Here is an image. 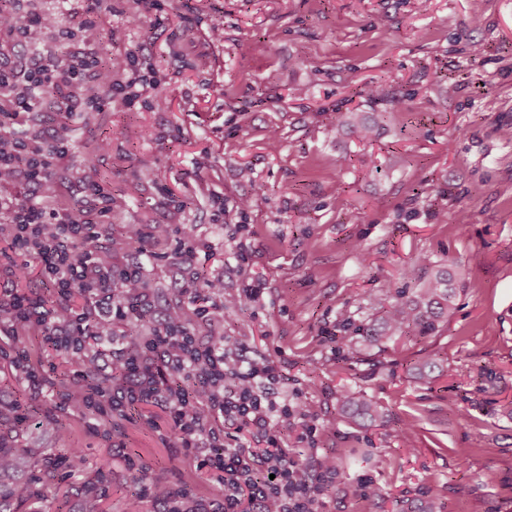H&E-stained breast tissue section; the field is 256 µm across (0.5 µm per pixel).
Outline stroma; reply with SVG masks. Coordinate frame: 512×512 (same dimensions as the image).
Segmentation results:
<instances>
[{
	"label": "stroma",
	"instance_id": "obj_1",
	"mask_svg": "<svg viewBox=\"0 0 512 512\" xmlns=\"http://www.w3.org/2000/svg\"><path fill=\"white\" fill-rule=\"evenodd\" d=\"M104 2L101 45L134 51L156 84L98 109L75 104V122L49 107L30 113L29 127L75 144L55 174L54 207L85 201L92 156L114 231L152 228L157 305L180 300L173 269L186 231L213 243L205 265L225 293L263 284L224 333L274 360L281 392L318 416L315 445L290 426L280 437L306 472L335 461L324 512H417L433 493L444 512H512V140L501 135L512 128V0ZM374 84L383 97L368 96ZM347 112L384 113L373 141L337 128ZM420 258L456 264L467 290L438 335L365 348L342 314L372 323L387 293H411L403 271ZM423 357L451 375L416 379ZM345 390L364 392L381 420L342 416ZM165 428L161 412L90 411L65 416L57 438L29 430L22 445L74 449L55 485L94 484L109 512L143 492L142 462L191 499L211 497L215 486Z\"/></svg>",
	"mask_w": 512,
	"mask_h": 512
}]
</instances>
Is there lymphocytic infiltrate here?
<instances>
[{
  "label": "lymphocytic infiltrate",
  "mask_w": 512,
  "mask_h": 512,
  "mask_svg": "<svg viewBox=\"0 0 512 512\" xmlns=\"http://www.w3.org/2000/svg\"><path fill=\"white\" fill-rule=\"evenodd\" d=\"M61 3L73 26L58 31L59 49L18 67L7 63L6 55L38 45L55 21L30 8L29 0H0V94L17 106L0 113V223L10 226L18 248L42 262L56 292L52 301L36 290L17 292L14 284L26 276L25 266L0 269V340L16 353L32 396L43 394L47 380L22 353L17 329L23 325L41 329L54 349L74 353L75 378L92 370L118 381L108 396L58 392L60 407L82 413L96 404L108 405L120 413L151 404L167 413L178 447L218 484L217 494L194 501L191 512H321L336 465L322 460L312 477L281 447L280 431L298 412L295 403L274 395L281 382L276 363L247 354L237 339L220 332L200 340L182 321L177 306L168 308L152 334L138 344L114 336L113 324L136 319L155 306L143 273L153 256L149 225H130L129 241L100 243L97 228L111 213L112 199L97 187L91 190V203L47 207L57 191L53 173L66 157L68 143L20 130L19 111L39 108L48 86L56 90L62 106L68 105L69 90L77 83L89 106L101 103V88L136 98L149 86L131 57L107 63L97 53L94 31L100 12L90 8L89 0ZM118 71L124 72V82L114 81ZM80 238L91 240L92 246L78 255L71 243ZM212 248L211 242L191 233L178 242L179 293L211 326L224 320V280L200 264L201 255ZM132 252L136 262L119 267V258ZM76 280L89 287L79 308L67 301ZM234 429L248 430L253 446L231 443Z\"/></svg>",
  "instance_id": "obj_1"
}]
</instances>
